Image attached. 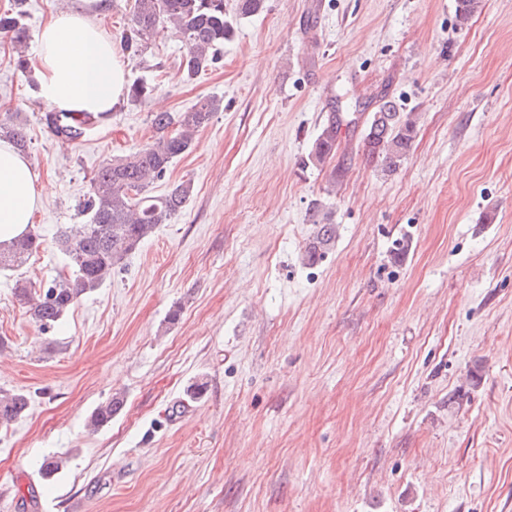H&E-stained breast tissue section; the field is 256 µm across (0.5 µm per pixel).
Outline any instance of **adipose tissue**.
I'll return each instance as SVG.
<instances>
[{
    "instance_id": "1",
    "label": "adipose tissue",
    "mask_w": 512,
    "mask_h": 512,
    "mask_svg": "<svg viewBox=\"0 0 512 512\" xmlns=\"http://www.w3.org/2000/svg\"><path fill=\"white\" fill-rule=\"evenodd\" d=\"M34 77L51 109L109 118L126 94V63L89 10L54 13L36 35ZM44 187L29 158L0 140V243L25 234Z\"/></svg>"
}]
</instances>
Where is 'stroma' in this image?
I'll list each match as a JSON object with an SVG mask.
<instances>
[{
	"instance_id": "1",
	"label": "stroma",
	"mask_w": 512,
	"mask_h": 512,
	"mask_svg": "<svg viewBox=\"0 0 512 512\" xmlns=\"http://www.w3.org/2000/svg\"><path fill=\"white\" fill-rule=\"evenodd\" d=\"M224 3L215 66L182 80L158 29L127 65L152 98L67 144L0 42V112L45 186L42 248L0 269V388L32 396L0 429V512H512V0L462 28L456 0ZM383 94L418 118L389 176L362 143ZM207 96L223 111L152 188L191 182L189 205L41 334L15 281L68 276L54 236L86 223L94 170ZM316 212L336 237L309 265ZM52 452L70 461L45 481ZM339 122L332 116L325 127L322 128L314 141L310 161L315 165L323 164L327 159L336 155ZM124 406V397L121 394L111 395L106 401L99 404L90 414L88 427L92 431L107 426L112 422V418L116 416Z\"/></svg>"
}]
</instances>
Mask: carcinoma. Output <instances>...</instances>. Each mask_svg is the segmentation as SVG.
<instances>
[{
  "mask_svg": "<svg viewBox=\"0 0 512 512\" xmlns=\"http://www.w3.org/2000/svg\"><path fill=\"white\" fill-rule=\"evenodd\" d=\"M480 0H456V25L468 23ZM23 11L0 13V39L24 46L27 29ZM167 24L178 34L186 51L181 58L182 78L191 80L217 60L216 52L224 45L231 24L224 12V0H135L134 10L123 33L126 52L137 56L145 39L160 25ZM223 100L216 96L200 99L189 112L174 116L169 112L151 113L156 130L154 140L140 150L121 155L100 166L90 179L88 197L82 211L88 223L75 228L61 227L55 236L58 249L68 258L72 276L48 286H35L20 281L16 297L26 305L32 322L42 333L55 328L79 299L100 288L112 272L122 268L126 257L150 238L159 225L165 224L188 205L193 187L189 181L172 184L161 194L151 193L152 185L162 180L174 160L192 146L195 133L206 127L220 111ZM46 114L52 133L75 141L85 133L90 117L78 118L70 113ZM339 122L331 117L314 141L310 161L323 164L336 155ZM415 138V122L410 113L400 111L396 102L383 95L365 122L363 145L367 157L376 162L381 172L391 175L409 154ZM0 139L12 142L18 149L28 147L24 126L14 113H0ZM316 236L305 250V259L313 262L333 241V224L315 219ZM42 246L41 235L33 230L0 245V268L11 269L25 264ZM31 396L20 390L0 389V428L21 419L28 410ZM124 406L120 394L110 396L90 414L92 431L112 422ZM66 457L52 453L44 456L39 475L51 480L61 473Z\"/></svg>",
  "mask_w": 512,
  "mask_h": 512,
  "instance_id": "1",
  "label": "carcinoma"
}]
</instances>
